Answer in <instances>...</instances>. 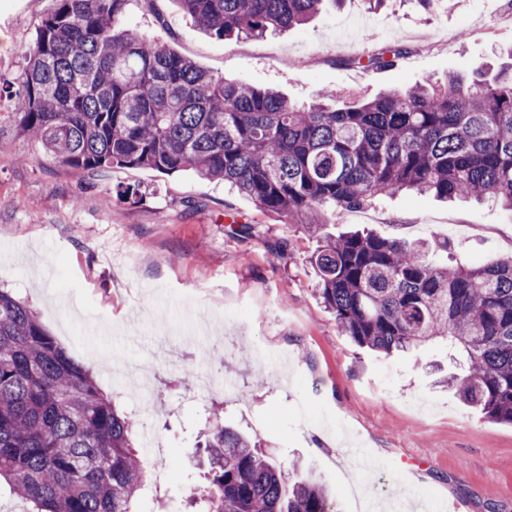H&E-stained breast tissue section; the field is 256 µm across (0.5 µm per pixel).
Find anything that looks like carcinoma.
I'll return each instance as SVG.
<instances>
[{"instance_id":"1","label":"carcinoma","mask_w":512,"mask_h":512,"mask_svg":"<svg viewBox=\"0 0 512 512\" xmlns=\"http://www.w3.org/2000/svg\"><path fill=\"white\" fill-rule=\"evenodd\" d=\"M218 39L305 24L324 0H175ZM126 0H56L13 99L21 133L78 169H185L222 181L317 239L319 297L361 348L413 352L435 339L464 354L445 380L512 426V258L432 265L422 244L325 232L324 212L402 191L491 197L512 213V67L490 80L417 83L331 109L226 81L124 22ZM388 48L355 63L385 69ZM132 420L36 314L0 289V482L27 512H135L146 482ZM200 512H336L222 412L206 418Z\"/></svg>"}]
</instances>
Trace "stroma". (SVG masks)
<instances>
[{"mask_svg":"<svg viewBox=\"0 0 512 512\" xmlns=\"http://www.w3.org/2000/svg\"><path fill=\"white\" fill-rule=\"evenodd\" d=\"M55 0H0V288L27 302L44 328L99 388L153 434L180 469L147 468L138 512H192L206 480L196 445L212 408L299 460L329 490L338 512H357L350 484L383 498L424 496L422 512H512V427L486 419L439 379L463 358L435 341L409 354L359 349L339 333L317 294L302 227L193 171L145 168L96 173L47 156L21 134L10 99ZM512 0H451L424 11L416 0H326L308 24L262 38L219 40L172 0H127L125 22L227 80L333 106L448 74L491 78L512 64ZM395 45L389 69L355 57ZM138 196L120 198L117 188ZM255 235H233L231 221ZM410 243L449 241L433 263L471 266L512 256V215L493 200L441 202L401 193L327 218ZM287 241L286 254L273 244ZM342 421L372 459L346 468L345 447L322 414Z\"/></svg>","mask_w":512,"mask_h":512,"instance_id":"35a3bbf8","label":"stroma"}]
</instances>
